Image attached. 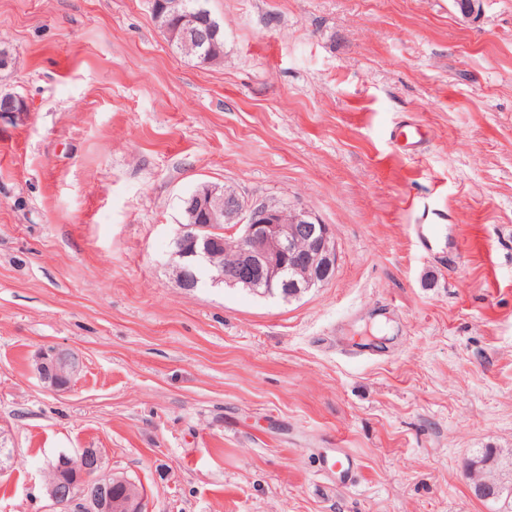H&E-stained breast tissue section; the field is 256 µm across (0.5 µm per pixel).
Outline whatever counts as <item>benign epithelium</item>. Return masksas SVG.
<instances>
[{
	"label": "benign epithelium",
	"instance_id": "7a95c632",
	"mask_svg": "<svg viewBox=\"0 0 512 512\" xmlns=\"http://www.w3.org/2000/svg\"><path fill=\"white\" fill-rule=\"evenodd\" d=\"M465 20L482 14L483 0H451ZM181 13L169 25L158 26L169 45L191 43L198 49L214 42L219 33L211 17L188 0H174ZM29 111L19 96L0 97V114ZM186 222L174 238L171 268L186 293L199 288V279L189 258L206 260L214 284L249 288L261 295L298 298L332 281L337 263L336 242L331 225L311 210L284 202L248 203L233 189L204 184L182 198ZM230 224L239 248L233 264L218 261L203 230ZM79 357L69 349L49 347L36 359L41 381L55 390L67 389L79 370ZM50 512H142V494L130 480L103 471V458L96 448H80L59 454L45 479ZM122 486L121 496L114 488Z\"/></svg>",
	"mask_w": 512,
	"mask_h": 512
}]
</instances>
